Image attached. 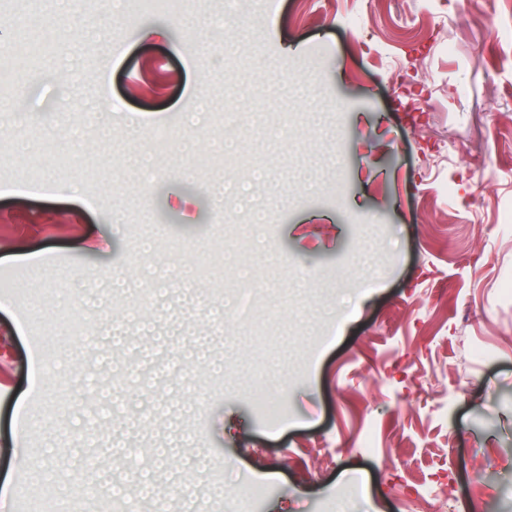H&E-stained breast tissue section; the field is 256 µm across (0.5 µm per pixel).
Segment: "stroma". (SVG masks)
Segmentation results:
<instances>
[{"label":"stroma","mask_w":512,"mask_h":512,"mask_svg":"<svg viewBox=\"0 0 512 512\" xmlns=\"http://www.w3.org/2000/svg\"><path fill=\"white\" fill-rule=\"evenodd\" d=\"M29 2L0 0L26 18L0 52L48 47L0 93L23 107L0 119V512L32 508L31 476L57 512H108L157 448L171 512L186 481L210 512L250 484L248 512H436L433 491L512 512V0H237L220 57L209 0ZM87 97L106 122L76 141ZM168 130L143 191L131 158ZM248 272L275 295L217 329L209 287ZM134 312L160 330L128 332L147 391L110 342ZM156 401L167 416L138 421Z\"/></svg>","instance_id":"stroma-1"}]
</instances>
